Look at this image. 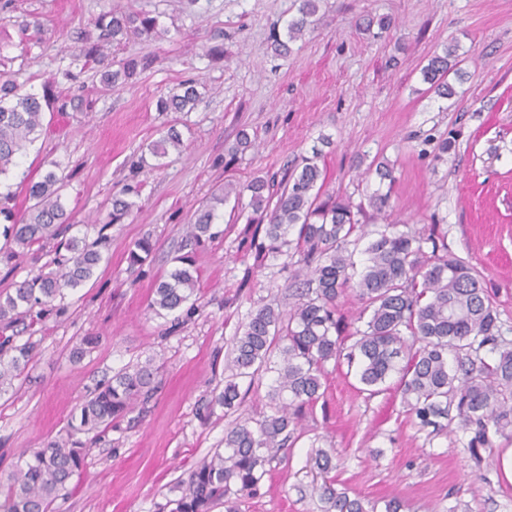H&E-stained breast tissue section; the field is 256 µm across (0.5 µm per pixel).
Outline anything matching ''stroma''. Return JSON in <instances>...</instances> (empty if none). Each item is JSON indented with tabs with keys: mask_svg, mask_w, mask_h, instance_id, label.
Segmentation results:
<instances>
[{
	"mask_svg": "<svg viewBox=\"0 0 512 512\" xmlns=\"http://www.w3.org/2000/svg\"><path fill=\"white\" fill-rule=\"evenodd\" d=\"M297 0H11L0 9V58L24 91L53 99L43 129L21 160L32 181L65 175L63 200L74 235L101 238L93 277L40 320L7 328L14 343L36 341L38 356L16 394L0 397V478L25 448L63 434L71 412L95 382L144 362L158 388L89 441L85 463L53 512H169L190 470L224 445L233 417L266 410L272 374L240 379L236 416L209 408L227 377L232 340L248 312L274 302L289 308L291 272L279 259L256 266L240 246L246 224L232 202L218 206L219 235L184 242L195 210L229 185L281 172L321 148L322 196L365 201L377 189L373 168L386 161L396 181L385 217L360 216L366 231L384 224L434 232L436 242L479 272L512 340V0H321L315 22L291 51L276 55L272 31L285 30ZM113 9L156 17L168 34L132 37L112 61L153 63L122 87L101 91L100 67L84 56L81 36ZM37 20L42 34H21ZM391 27L380 31L379 20ZM458 47L469 78L457 97L429 92L428 58ZM196 80L204 95L189 112H161L158 99ZM176 128L180 150L163 165L133 174L143 146ZM255 145L231 157L239 130ZM455 141L439 156L443 138ZM132 185L124 223L108 214L113 194ZM155 249L131 266L134 243ZM197 271L194 310L169 327L150 309L175 256ZM56 243L32 245L0 261V294L48 270ZM98 344L81 350L84 337ZM325 394L299 436L273 462L240 512H324L315 464L332 457L336 490L385 512L397 498L408 512H512V482L501 457L512 443L472 454L457 426H421L395 389L365 398L346 365H327Z\"/></svg>",
	"mask_w": 512,
	"mask_h": 512,
	"instance_id": "obj_1",
	"label": "stroma"
}]
</instances>
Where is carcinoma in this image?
Masks as SVG:
<instances>
[{
  "label": "carcinoma",
  "instance_id": "cac0c4a2",
  "mask_svg": "<svg viewBox=\"0 0 512 512\" xmlns=\"http://www.w3.org/2000/svg\"><path fill=\"white\" fill-rule=\"evenodd\" d=\"M320 0H300L298 16L288 20L287 40L272 37L274 50L289 51V43L302 38L313 25ZM158 22L147 14L130 15L113 10L102 14L84 34L85 56L103 66L100 82L115 89L138 69L149 66L146 58H127L112 69L107 50L131 36L157 33ZM457 45L432 56L422 69L423 80L440 98L455 95L449 75L459 82ZM199 83L186 80L180 90L161 98V112H188L201 97ZM43 105L24 93L12 79L6 60L0 58V178L16 174L20 157L36 139ZM181 146L180 133L168 129L165 136L141 148L133 170L154 168L150 160L166 157L169 148ZM319 151L284 169L282 175L257 176L237 190L235 199L249 193L251 217L241 247L254 253L257 266L266 257L284 256L286 267L297 268L300 287L286 311L266 303L252 311L234 336L230 375L224 386L213 389L210 405L224 413L241 404L239 378H254L262 371L274 374L267 392L270 413L238 419L224 433V450H215L189 474V488L173 501L170 512H240L241 500L256 491L268 474L267 466L278 459L288 441L319 398L326 364L347 360L355 369L358 392L374 397L397 378L407 412L423 426L440 420L457 422L469 434L467 447L491 448L497 437L512 439V340L503 336L502 325L478 271L466 261L439 248L433 235L395 231L386 224L372 232L364 249L362 268H357L349 249L359 228L356 214L343 198L319 201L323 170ZM379 184L369 196V207L378 215L390 208L395 183L388 162L376 165ZM63 179L55 171L37 182H27L29 205L15 210L14 194L0 192V235L10 243L5 258L11 259L30 245L64 235L71 226L63 196ZM126 187L112 196L110 223L121 224L135 203ZM228 195L213 197L214 204L196 211L187 225L185 239L199 244L217 236L216 205ZM431 243V251L424 244ZM54 268L20 282L14 293L0 295V322L12 324L33 315L75 289L95 273L102 256L96 243L71 236L59 243ZM154 250L144 239L130 251L131 266H142ZM179 266L155 289L152 312L165 318L180 310L196 291L197 277L190 256L176 257ZM353 291L362 308L363 327L344 335L337 314L338 301ZM351 341L345 345V341ZM455 354L456 364L448 361ZM37 355V344L0 339V397L15 389L25 369ZM158 369L151 362L124 369L95 385L91 396L74 413L66 433L39 449H24L7 477L0 481V512H52V506L83 465L86 444L78 434L99 433L133 412L156 390ZM320 497L327 512H367L359 498L339 492L334 481L323 483Z\"/></svg>",
  "mask_w": 512,
  "mask_h": 512
}]
</instances>
